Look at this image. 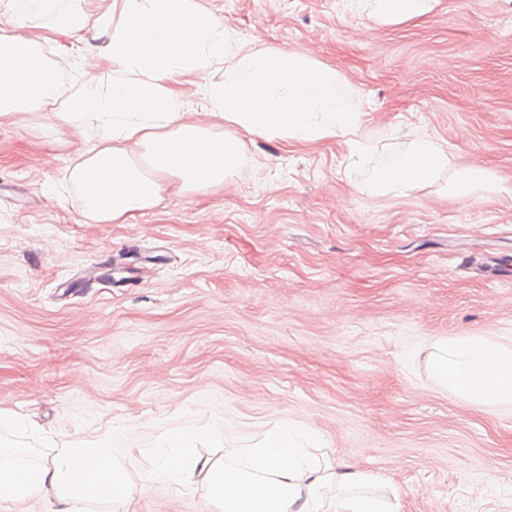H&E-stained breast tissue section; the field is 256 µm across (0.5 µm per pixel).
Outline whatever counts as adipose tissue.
<instances>
[{
	"instance_id": "ef3b65f1",
	"label": "adipose tissue",
	"mask_w": 512,
	"mask_h": 512,
	"mask_svg": "<svg viewBox=\"0 0 512 512\" xmlns=\"http://www.w3.org/2000/svg\"><path fill=\"white\" fill-rule=\"evenodd\" d=\"M434 0H352L354 13L377 23L427 15ZM8 0L13 33H0V118L17 112L44 116L43 128L80 135L65 181L51 195L76 187L74 202L89 224H122L155 208L162 180L178 192L223 186L244 158L240 136L191 119L173 81L194 75L213 116L243 133L297 144L344 140L370 193L399 197L451 172L448 187L476 198L493 177L477 166L455 167L447 143L414 135L406 151L374 165L362 136L363 113L332 67L302 54L242 42L203 0ZM53 31L80 40L79 57H102L107 76L77 71L62 89L44 54L45 37L24 35L34 16ZM425 367L430 382L466 404L492 409L512 404V345L494 333L433 342ZM25 421L0 411V512L41 497L47 512H91V504L122 506L131 495L118 435L91 446L60 448L33 459L16 443ZM205 431L186 425L147 451L152 473L173 487L198 484L222 512H400V496L382 478L354 468L321 465L310 452L313 432L282 420L249 448L225 452L223 464L192 454Z\"/></svg>"
}]
</instances>
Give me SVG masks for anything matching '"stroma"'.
Wrapping results in <instances>:
<instances>
[{"mask_svg": "<svg viewBox=\"0 0 512 512\" xmlns=\"http://www.w3.org/2000/svg\"><path fill=\"white\" fill-rule=\"evenodd\" d=\"M247 42L334 67L388 162L410 135L447 142L499 190L445 181L400 198L361 187L338 140L242 134L223 187L123 224H87L46 195L79 146L41 118L0 121V411L87 444L113 428L131 459L122 512H219L153 478L142 450L188 423L245 447L288 419L319 460L371 471L401 512H512V406L434 388L448 336L512 339V0H437L372 25L345 0H207Z\"/></svg>", "mask_w": 512, "mask_h": 512, "instance_id": "1", "label": "stroma"}]
</instances>
